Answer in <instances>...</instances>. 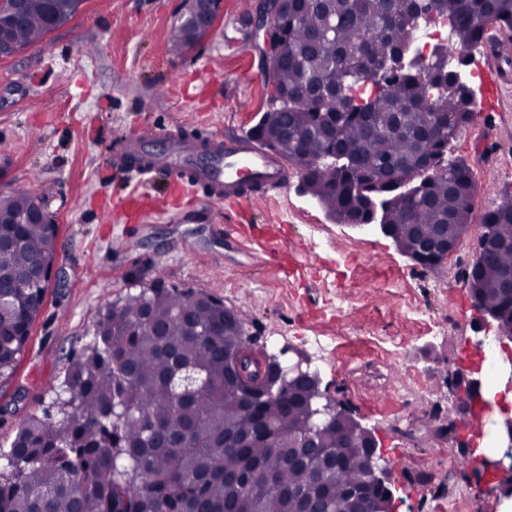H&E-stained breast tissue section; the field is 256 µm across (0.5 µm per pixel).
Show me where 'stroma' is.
<instances>
[{
  "label": "stroma",
  "mask_w": 512,
  "mask_h": 512,
  "mask_svg": "<svg viewBox=\"0 0 512 512\" xmlns=\"http://www.w3.org/2000/svg\"><path fill=\"white\" fill-rule=\"evenodd\" d=\"M257 2L223 0L213 31L178 54L171 34L185 0H82L40 42L0 57V191L25 184L44 198L58 226L60 277L15 371L0 379V448L27 416L55 412L51 385L100 315L131 284L159 280L244 309L249 333L282 365L309 358L321 390L384 448L399 482L392 512H427L434 495L469 486L457 449L469 421L455 412L449 373L469 359L478 333L495 342L493 360L479 367L512 362V339L475 307L462 278L443 265L415 286L413 261L390 237L374 224L336 223L297 172L287 189L239 206L170 196L160 182L166 215L120 224L102 212L123 190L101 168L117 153L115 129L152 121L178 138L249 134L269 92ZM477 58L502 81L496 110L478 113L448 153L478 185L464 268L483 215L512 199V61L485 50ZM319 334L341 342L339 359L318 355Z\"/></svg>",
  "instance_id": "stroma-1"
}]
</instances>
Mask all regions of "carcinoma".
<instances>
[{
    "label": "carcinoma",
    "mask_w": 512,
    "mask_h": 512,
    "mask_svg": "<svg viewBox=\"0 0 512 512\" xmlns=\"http://www.w3.org/2000/svg\"><path fill=\"white\" fill-rule=\"evenodd\" d=\"M81 0H28L5 43L39 42L51 21L65 23ZM448 17L451 45L428 59L414 51L427 26ZM512 31V0H288L271 34L279 53L268 76L264 134L282 139L281 157L301 168L309 194L336 213L338 224L392 226L393 241L418 250L438 224L460 239L471 221L477 184L450 144L475 119L474 99L458 82L469 51L486 44L488 27ZM202 35L179 25L172 43L194 47ZM446 112L448 139L423 144L432 113ZM336 125V151L323 128ZM45 204L26 186L0 192V212L26 213ZM486 232L512 240V200L484 214ZM22 247L0 257V273L21 274L56 256L44 224H3ZM512 268V246H492L462 271L474 305L512 311L497 281ZM45 288H7L0 308V377L14 369L40 311ZM224 324V308L192 289L155 282L108 308L82 355L73 358L56 415H31L10 448L0 450V512H303L323 492L325 512H345V493L366 485L363 448L345 422L317 419L313 380L300 377L288 398L246 407L262 352L246 334L248 314ZM242 348L246 380L224 368V352ZM276 422L289 438L308 434L321 448H339L346 464L327 472L317 463L271 470L274 449L224 447V432L251 433Z\"/></svg>",
    "instance_id": "obj_1"
}]
</instances>
